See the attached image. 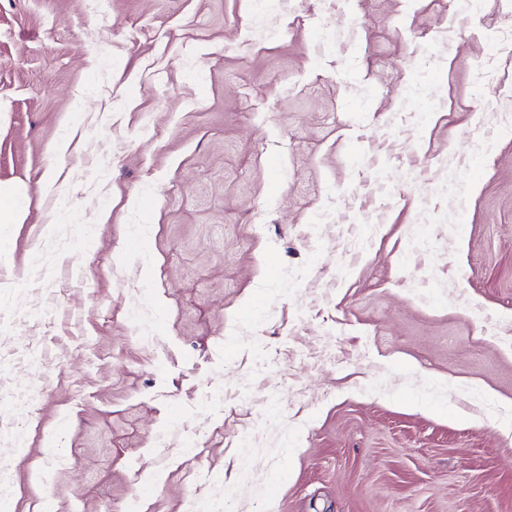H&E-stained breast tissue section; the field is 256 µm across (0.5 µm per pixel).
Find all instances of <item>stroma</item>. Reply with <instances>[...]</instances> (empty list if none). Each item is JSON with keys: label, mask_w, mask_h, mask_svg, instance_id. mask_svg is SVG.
<instances>
[{"label": "stroma", "mask_w": 512, "mask_h": 512, "mask_svg": "<svg viewBox=\"0 0 512 512\" xmlns=\"http://www.w3.org/2000/svg\"><path fill=\"white\" fill-rule=\"evenodd\" d=\"M510 19L0 0V512H512ZM6 194L12 199L9 206L0 208L1 224H21L27 217L26 190L19 185L1 189L0 195Z\"/></svg>", "instance_id": "1"}]
</instances>
